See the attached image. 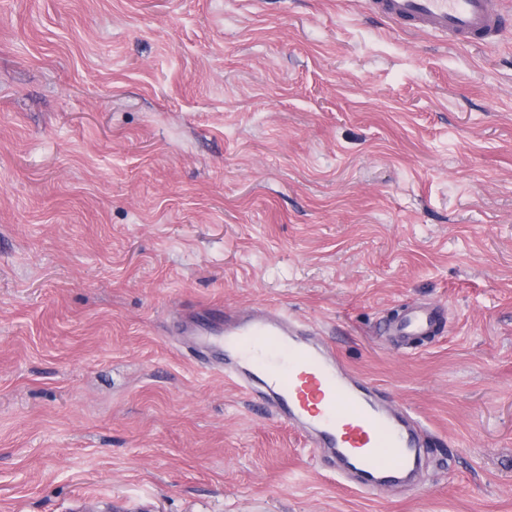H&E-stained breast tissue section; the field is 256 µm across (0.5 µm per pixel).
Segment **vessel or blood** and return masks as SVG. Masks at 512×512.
<instances>
[{
    "mask_svg": "<svg viewBox=\"0 0 512 512\" xmlns=\"http://www.w3.org/2000/svg\"><path fill=\"white\" fill-rule=\"evenodd\" d=\"M371 9L408 31L425 30L474 45L494 41L505 27L497 0H369ZM437 311L407 307L389 325L401 342L434 334ZM187 350L204 355L226 380L280 421L331 451L375 495L411 476L422 446L401 410L351 377L324 340L271 305L247 313L214 305L186 319Z\"/></svg>",
    "mask_w": 512,
    "mask_h": 512,
    "instance_id": "obj_1",
    "label": "vessel or blood"
}]
</instances>
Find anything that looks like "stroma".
I'll list each match as a JSON object with an SVG mask.
<instances>
[{
  "label": "stroma",
  "mask_w": 512,
  "mask_h": 512,
  "mask_svg": "<svg viewBox=\"0 0 512 512\" xmlns=\"http://www.w3.org/2000/svg\"><path fill=\"white\" fill-rule=\"evenodd\" d=\"M274 304L432 432L352 489L181 348ZM444 308L402 351L382 321ZM512 512V26L368 0H0V512ZM369 5L410 32L425 30L474 45L494 41L506 22L496 0H369Z\"/></svg>",
  "instance_id": "1"
}]
</instances>
